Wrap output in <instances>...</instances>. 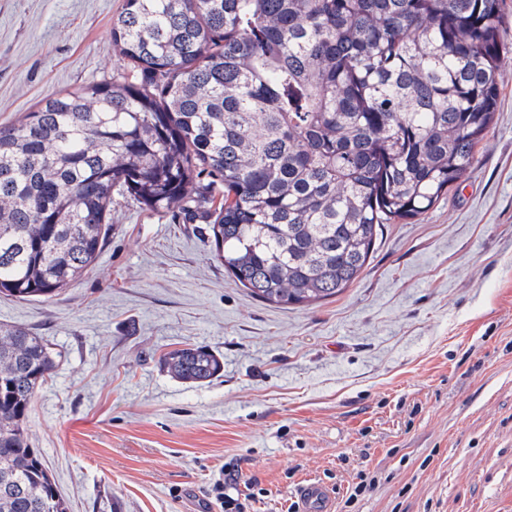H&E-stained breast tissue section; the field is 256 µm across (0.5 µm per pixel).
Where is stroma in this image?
Here are the masks:
<instances>
[{
	"label": "stroma",
	"mask_w": 512,
	"mask_h": 512,
	"mask_svg": "<svg viewBox=\"0 0 512 512\" xmlns=\"http://www.w3.org/2000/svg\"><path fill=\"white\" fill-rule=\"evenodd\" d=\"M123 0H0V126L122 67ZM494 121L427 212L384 225L359 278L306 307L264 302L214 255L204 214L113 195L91 268L51 299L0 296V325L59 353L29 429L70 512H220L221 469L251 512H512V0ZM218 351L205 386L169 350ZM376 483L359 496L358 473ZM162 364L174 378L199 386L212 382L224 370V358L204 347H186L167 352L162 357ZM298 512H333L332 494L327 487L317 482L299 486L295 491Z\"/></svg>",
	"instance_id": "obj_1"
}]
</instances>
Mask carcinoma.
Here are the masks:
<instances>
[{
    "mask_svg": "<svg viewBox=\"0 0 512 512\" xmlns=\"http://www.w3.org/2000/svg\"><path fill=\"white\" fill-rule=\"evenodd\" d=\"M501 0H124L127 67L0 127V294L50 299L108 232L112 193L207 209L224 268L279 306L329 299L384 224L430 209L494 119ZM58 353L0 326V512H69L28 416ZM205 385L224 358L162 357Z\"/></svg>",
    "mask_w": 512,
    "mask_h": 512,
    "instance_id": "carcinoma-1",
    "label": "carcinoma"
}]
</instances>
